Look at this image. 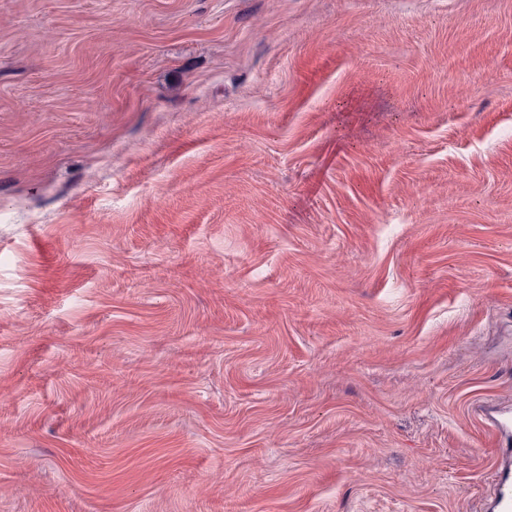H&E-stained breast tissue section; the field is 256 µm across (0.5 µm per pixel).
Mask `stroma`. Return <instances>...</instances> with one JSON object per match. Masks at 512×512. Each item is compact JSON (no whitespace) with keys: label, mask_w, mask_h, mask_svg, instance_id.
Returning <instances> with one entry per match:
<instances>
[{"label":"stroma","mask_w":512,"mask_h":512,"mask_svg":"<svg viewBox=\"0 0 512 512\" xmlns=\"http://www.w3.org/2000/svg\"><path fill=\"white\" fill-rule=\"evenodd\" d=\"M512 0H0V512H492Z\"/></svg>","instance_id":"stroma-1"}]
</instances>
